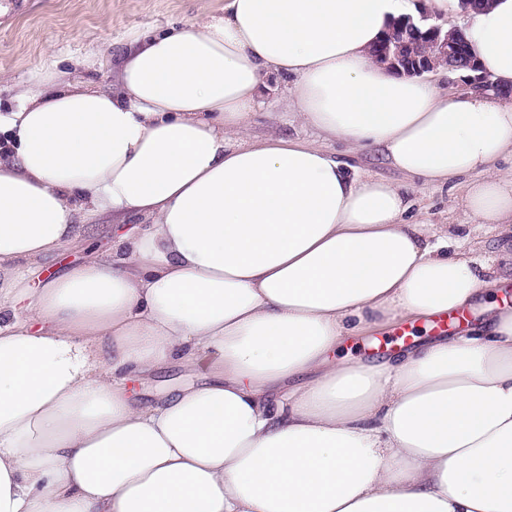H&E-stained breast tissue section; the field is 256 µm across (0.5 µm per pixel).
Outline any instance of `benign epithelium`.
Here are the masks:
<instances>
[{"label": "benign epithelium", "mask_w": 512, "mask_h": 512, "mask_svg": "<svg viewBox=\"0 0 512 512\" xmlns=\"http://www.w3.org/2000/svg\"><path fill=\"white\" fill-rule=\"evenodd\" d=\"M422 24L418 25L407 19L399 23L392 22L387 31L388 40L380 47L371 50L372 59L384 66L390 73L400 76H419L431 72L445 65L448 71L453 72V64L458 56V49L464 39L462 29L450 25L446 28L428 22L427 16L421 17ZM414 32L421 38L423 54L410 56V61H405L404 44L395 36V25ZM463 74L459 78L469 89L492 90L500 94H511L512 85L506 86L491 80L483 75L475 61L471 60L462 68Z\"/></svg>", "instance_id": "7a95c632"}]
</instances>
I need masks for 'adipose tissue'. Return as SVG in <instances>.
Returning <instances> with one entry per match:
<instances>
[{
	"label": "adipose tissue",
	"mask_w": 512,
	"mask_h": 512,
	"mask_svg": "<svg viewBox=\"0 0 512 512\" xmlns=\"http://www.w3.org/2000/svg\"><path fill=\"white\" fill-rule=\"evenodd\" d=\"M414 13L224 0L136 38L113 87L41 73L0 111V512H512V99L376 65ZM465 35L511 84L512 0ZM273 76L317 140L253 136ZM336 138L462 181L466 233L410 216ZM107 214L111 254L30 286ZM474 306L383 362L337 356ZM169 364L206 381L136 404L130 381ZM402 325H407V323L399 324L395 328H388L385 331H372L364 336H361L357 339H352L348 343H345L343 347L340 349L339 356L345 357L348 356L350 358H361V359H372L376 357H380L378 354V350L374 349L371 344L373 343H381L380 352H384L383 344L384 342H390L395 339V335L399 331V328Z\"/></svg>",
	"instance_id": "1"
}]
</instances>
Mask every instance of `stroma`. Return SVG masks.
Here are the masks:
<instances>
[{
	"label": "stroma",
	"instance_id": "1",
	"mask_svg": "<svg viewBox=\"0 0 512 512\" xmlns=\"http://www.w3.org/2000/svg\"><path fill=\"white\" fill-rule=\"evenodd\" d=\"M223 8L224 0H0V110L8 111L13 105L15 83L40 71L63 72L111 86L136 37L186 27ZM276 95V103L258 108L253 134L315 139L314 131L287 115L284 90H277ZM326 147L337 159L406 187L413 211L430 223H466L458 189L410 185L374 148L354 155L339 140L327 142ZM111 250L112 221L103 216L94 221L80 245L63 250L41 268L60 272Z\"/></svg>",
	"mask_w": 512,
	"mask_h": 512
}]
</instances>
